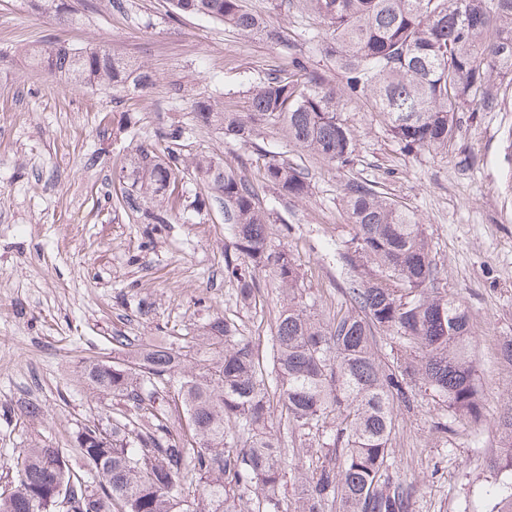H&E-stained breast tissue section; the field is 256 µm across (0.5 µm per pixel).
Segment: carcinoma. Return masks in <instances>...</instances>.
I'll list each match as a JSON object with an SVG mask.
<instances>
[{
	"mask_svg": "<svg viewBox=\"0 0 512 512\" xmlns=\"http://www.w3.org/2000/svg\"><path fill=\"white\" fill-rule=\"evenodd\" d=\"M171 4L178 16L208 17L245 38H280L245 0ZM302 8L325 21L324 51L344 74L343 86L299 66L252 86L246 112L217 100L196 102L197 122L246 143L253 126L280 124L293 146L344 169L356 152L342 117L344 98L386 115L393 138L418 153L447 148L459 131L458 113L494 109L491 84H512V0H302ZM44 57L75 83L122 89L151 81L143 66L104 46L30 53L33 62ZM186 135L171 125L156 143L137 146L127 177L138 195L124 194L121 202L139 213L148 199L150 223L169 224L165 203L181 168L208 184L231 225L224 269L237 283L239 302L249 305L260 292V267H273L288 290L275 323L273 375L239 325L222 316L205 324L190 355L172 342L112 337V363L91 361L83 369L89 386L124 404L106 423L77 433L96 480L73 470L57 448H25L0 512H59L58 489L71 491L66 512H242L249 488L247 512H280L288 474L300 487L297 512H412V486L393 472L389 456L394 402L420 385L456 416L483 415L470 318L435 288L439 271L425 225L376 183L348 179L344 202L355 234L340 260L354 272L366 263L371 269L350 280V309L321 323L297 288L290 254L268 240L266 225L279 217L214 157L185 161L177 146ZM264 180L285 197L310 193L309 173L285 159L271 158ZM383 334L399 341L400 355L390 364L378 355L376 336ZM276 425L312 436L335 461L290 467ZM501 426L504 451L490 467L503 479L490 512H512V414Z\"/></svg>",
	"mask_w": 512,
	"mask_h": 512,
	"instance_id": "obj_1",
	"label": "carcinoma"
}]
</instances>
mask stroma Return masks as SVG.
<instances>
[{
    "label": "stroma",
    "mask_w": 512,
    "mask_h": 512,
    "mask_svg": "<svg viewBox=\"0 0 512 512\" xmlns=\"http://www.w3.org/2000/svg\"><path fill=\"white\" fill-rule=\"evenodd\" d=\"M64 3L73 23L41 14L33 0H0V493L14 484L20 451L37 443L82 466L79 429L123 408L89 390L82 375L87 362L112 360L115 335L169 336L183 346L219 315L236 321L264 365L272 363L282 287L263 269L255 303H239L236 282L224 275L232 235L223 207L214 202L200 214L188 207L207 188L179 175L168 203L176 220L158 231L119 204L131 187L122 168L136 144L181 125L182 156L219 158L282 216L269 229L271 245L290 252L319 319L346 301L338 253L354 235L347 179L377 182L425 224L437 286L471 317L484 419L452 416L413 388L408 402L394 405L391 459L413 485L415 512H490V462L501 453L500 422L512 412V365L500 358L512 339V85L494 86L496 111L459 113L457 138L437 154L405 152L382 114L344 99L357 152L339 170L294 147L280 126L257 127L246 144L195 120L196 101L214 94L225 109L246 111L251 86L299 63L341 84L316 40L323 21L298 0H246L281 31L278 43L174 15L170 0H119L110 10L101 0ZM51 41L117 50L144 65L153 83L118 93L66 83L25 54ZM130 118L135 128H127ZM272 151L308 170L307 198L265 183ZM30 403L40 406L38 417L23 415ZM439 421L447 432L436 430Z\"/></svg>",
    "instance_id": "stroma-1"
}]
</instances>
